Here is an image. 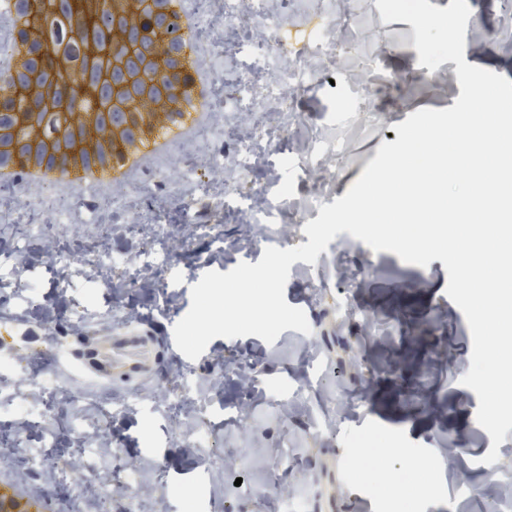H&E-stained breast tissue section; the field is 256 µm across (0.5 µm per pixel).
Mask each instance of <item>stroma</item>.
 Returning a JSON list of instances; mask_svg holds the SVG:
<instances>
[{"mask_svg":"<svg viewBox=\"0 0 512 512\" xmlns=\"http://www.w3.org/2000/svg\"><path fill=\"white\" fill-rule=\"evenodd\" d=\"M467 3L476 31L465 61L512 80V12L502 0ZM266 8L295 44L317 22L315 0H267ZM197 9L205 17L192 39L214 85L210 118L191 138L120 190L104 182L90 193L67 182L0 186V473L17 475L32 454L45 457L35 482L42 512H99L93 490L101 484L115 490L112 512H127L131 475L140 512H292L270 467L281 458L309 512H396L399 500L409 512H512L485 493L491 484L512 487V430L499 461L483 464L491 437L476 422V394L461 383L471 334L445 293L441 260L423 268L338 233L315 263L290 267L285 300L304 310L311 333L287 329L271 344L218 337L194 361L169 352L204 269L225 273L257 263L266 247L309 241L295 227L225 217L226 173L246 191L269 178L261 160L238 169L239 136L264 124L287 156L305 150L314 133L335 137L331 117L367 72L365 108L341 134L347 152L317 203L306 176L282 178L288 204L305 207L309 222L347 193L382 143L397 140V124L424 108H451L461 94L455 62L419 66L413 26L383 22L376 0H355L361 51L322 57L315 83L291 92L285 106L267 91L299 59L253 61L234 44L255 32L225 20L224 0H197ZM243 74L265 101L247 118L225 107ZM214 155L223 171L204 167ZM160 242L169 267L150 276L133 266ZM129 329L155 338L150 372L132 382L87 375L84 355ZM77 421L109 438L88 472L78 466L85 439L72 429ZM182 429L200 430V448L248 468L229 474L204 463L199 449L179 444ZM365 434L383 448L391 474L421 462L433 493L376 487L355 467V440Z\"/></svg>","mask_w":512,"mask_h":512,"instance_id":"obj_1","label":"stroma"}]
</instances>
